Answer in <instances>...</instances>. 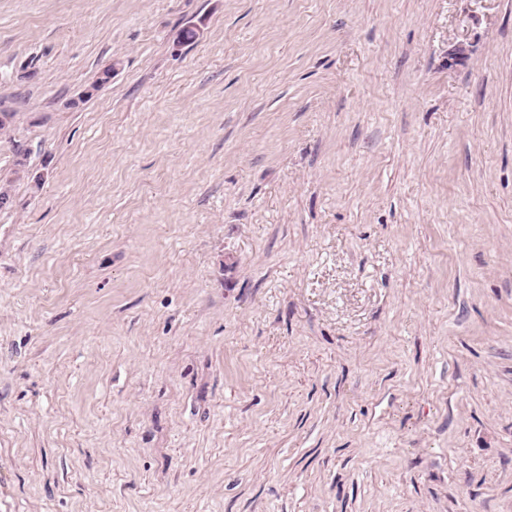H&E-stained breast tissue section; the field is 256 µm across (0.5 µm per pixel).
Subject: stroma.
Returning a JSON list of instances; mask_svg holds the SVG:
<instances>
[{
  "instance_id": "1",
  "label": "stroma",
  "mask_w": 512,
  "mask_h": 512,
  "mask_svg": "<svg viewBox=\"0 0 512 512\" xmlns=\"http://www.w3.org/2000/svg\"><path fill=\"white\" fill-rule=\"evenodd\" d=\"M1 111L0 512H512V0H0Z\"/></svg>"
}]
</instances>
